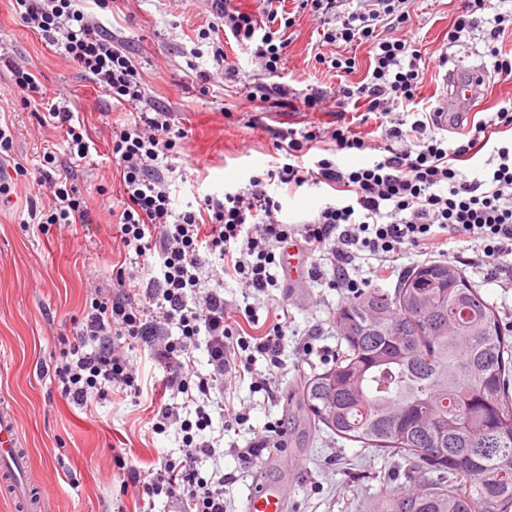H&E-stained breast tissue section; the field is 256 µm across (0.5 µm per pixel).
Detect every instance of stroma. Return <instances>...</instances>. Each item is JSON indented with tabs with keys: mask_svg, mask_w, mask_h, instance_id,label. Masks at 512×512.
<instances>
[{
	"mask_svg": "<svg viewBox=\"0 0 512 512\" xmlns=\"http://www.w3.org/2000/svg\"><path fill=\"white\" fill-rule=\"evenodd\" d=\"M279 12L295 19L287 29L283 64L265 73L250 49L234 39L212 44L206 34L217 25L211 0H80L78 7L101 22L128 50L152 103L168 109L175 126L188 136L178 141L168 162L176 169L171 186L172 206L181 212L197 208L205 196H223L247 186L251 176L276 163V137L309 124L332 126L339 84H356L369 67L368 45L325 43L322 32L337 13L357 10V0H341L339 10L317 16L301 0H273ZM459 0H409V17L398 27H382L381 37L408 38L425 66L420 88L421 108L433 109L442 92L443 77L453 67L486 68L483 29L463 33L449 42L448 30L458 13ZM221 59H214V51ZM355 60L351 73L339 76L325 62L338 55ZM25 58L39 79L33 104L23 103L11 89L8 65ZM235 67L227 76L225 67ZM258 83L282 85L292 95L290 106L275 100H249ZM322 89L327 100L321 112H307L303 97ZM69 100L70 107L94 147L90 162L77 165L76 183L91 210V223L45 225L35 218L46 209V187L18 178L10 198L0 200V402H8L18 431L32 455L31 479L37 487L41 512H173L166 498L149 504L127 485L126 469L156 468L162 459L181 461L183 434L170 427L151 430L149 399L111 393L81 411L58 392L53 379L60 342L74 337L76 321L95 289L112 282V261L123 246L113 230L120 210L121 187L111 155L115 127L130 116L129 105L113 101L77 66L62 48L49 46L20 19L11 0H0V107L9 111L14 131V157L34 168L46 151L63 153L60 130L40 127L38 111L47 104ZM278 215L286 224L312 219L336 194L326 187H279ZM291 265L276 268L279 285L256 296L237 281L224 282V298L233 311H255L260 323H270L281 311L288 314L282 344V368L275 375L274 393L255 389L249 380L229 390L236 408L249 420L236 432H223L224 414L212 410L211 434H223L225 445L214 457L194 468L200 477L213 470L229 474L224 507L242 512L243 501L261 484L283 486L286 512H369L384 492L408 486V466L397 457L380 455L359 443L315 430L301 401L306 378L334 365L343 348L334 322L346 305L342 289L313 280V257L299 239L291 241ZM420 250L400 254L392 268H379L376 259L361 255L353 275L366 279L368 291L390 293L410 269L426 263ZM466 278L479 288L512 329V288L487 281L484 271L464 266ZM312 354H304L305 342ZM281 423L286 447L265 450L253 467L238 460L235 451L250 447L265 426Z\"/></svg>",
	"mask_w": 512,
	"mask_h": 512,
	"instance_id": "obj_1",
	"label": "stroma"
}]
</instances>
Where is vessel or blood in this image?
<instances>
[{
  "label": "vessel or blood",
  "instance_id": "obj_1",
  "mask_svg": "<svg viewBox=\"0 0 512 512\" xmlns=\"http://www.w3.org/2000/svg\"><path fill=\"white\" fill-rule=\"evenodd\" d=\"M483 85V71L449 70L443 79L439 112L445 115L459 108L470 109L480 98ZM31 467V456L20 445L14 417L8 408L0 405V494L20 508L31 498L27 483ZM284 500L281 489L266 486L249 496L247 512H284Z\"/></svg>",
  "mask_w": 512,
  "mask_h": 512
}]
</instances>
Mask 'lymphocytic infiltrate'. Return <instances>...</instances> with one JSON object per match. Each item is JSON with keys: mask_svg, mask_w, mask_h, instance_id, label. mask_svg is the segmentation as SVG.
I'll return each instance as SVG.
<instances>
[{"mask_svg": "<svg viewBox=\"0 0 512 512\" xmlns=\"http://www.w3.org/2000/svg\"><path fill=\"white\" fill-rule=\"evenodd\" d=\"M213 2L222 26L241 45L253 46L264 71L276 73L287 46L282 28L259 24L254 14L226 9L224 0ZM400 6V0H371L369 7L342 17L338 26L323 33L329 43H366L372 49L368 80L338 89V126L331 134L337 151L376 153L370 166L346 171L327 157L302 164V157L324 137L312 125L280 134L276 149L284 163L265 176H252L247 188L221 198L205 196L198 209L178 213L171 206L174 169L167 159L187 130L173 127L166 108L147 104L132 60L74 0H14L16 14L45 43L62 47L113 100L135 107L132 119L112 136L123 190L117 235L131 257L118 261L112 287L99 289L83 309L76 342L63 349L55 364L62 397L86 407L111 392L141 395L144 381L120 353L119 341L126 337L142 342L152 360L165 367L162 391L185 396L184 403L158 405L152 432L178 426L188 457H213L224 442L223 436L203 435L214 395L223 394L226 381L245 376L255 388L269 389V377L254 374L253 366L261 356L271 367L281 368L286 325L272 322L257 336L238 329L227 315L223 285H203L202 272L217 265L249 292H266L278 284L272 271L277 249L296 236L317 257L315 277L327 278L329 286L352 295L361 288L349 272L358 253H369L388 269L405 249L436 251L443 235L458 244L449 251L450 260L478 265L492 281L512 280V266L504 263L512 255V145L491 144L494 135L512 130V110L503 108L494 119L473 122L452 141L436 134L434 115L408 126L392 120L394 109L415 101L424 75L411 42L376 34L380 22H405ZM358 100L375 115L378 136L347 121L348 105ZM39 124L64 131L69 159L60 161L47 151L36 171L18 162L15 174L33 176L37 186L49 188L51 205L42 223H89L91 212L74 183L73 169L89 158V143L67 106L49 105ZM486 148L491 151L488 169L470 179L463 176L458 163ZM270 179L291 187L324 184L338 198L313 219L288 225L277 218L282 205L266 189ZM247 223L253 224V234H244ZM200 336L206 339L205 373L198 371L193 355ZM128 473L140 496H165L185 503L186 512H224V474L204 479L170 460L146 475L133 467Z\"/></svg>", "mask_w": 512, "mask_h": 512, "instance_id": "obj_1", "label": "lymphocytic infiltrate"}]
</instances>
